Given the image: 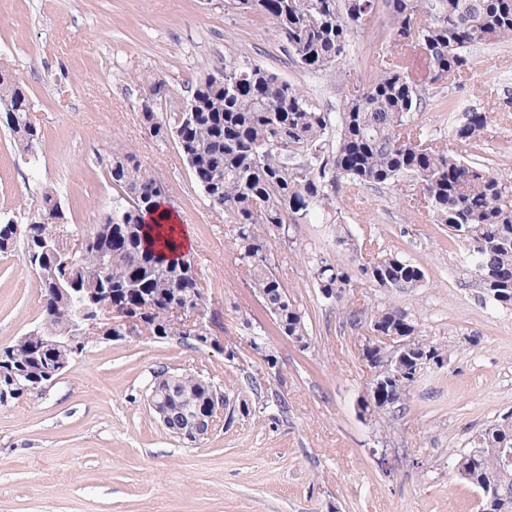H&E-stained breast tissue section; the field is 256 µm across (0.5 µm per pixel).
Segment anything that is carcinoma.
<instances>
[{"label": "carcinoma", "mask_w": 512, "mask_h": 512, "mask_svg": "<svg viewBox=\"0 0 512 512\" xmlns=\"http://www.w3.org/2000/svg\"><path fill=\"white\" fill-rule=\"evenodd\" d=\"M244 10H258L302 67L324 71L345 59L354 29L368 24L385 4L390 18L393 60L362 89L346 98L336 114L321 109L278 72L260 65H224L196 80L187 111L164 119L142 113L144 125L160 141L175 142L209 205L224 212L237 247L246 285L261 299L285 336L309 339L304 313L276 272L275 251L290 242L292 224H328L327 205L345 191L366 185H391L404 177L424 183L427 208L465 246L479 282L492 277L500 289L488 301L512 307V181L485 165L465 160L459 149L422 147L411 119L422 96L401 57L416 45L436 78L470 66V50L482 44L512 41V0H236ZM27 94L22 80L0 76V110ZM486 113L473 112L455 131L458 145L484 138ZM22 156L39 158L41 129L28 113L15 112L6 126ZM112 208L93 225L99 244L74 255L72 273L89 284L105 281L129 304L149 298L141 336H182L173 307L191 298L197 284L182 278L174 242L152 238L144 224L146 206L157 209L167 196L164 185L128 145L112 146L108 165ZM44 219L27 222L16 233L12 220L0 223V252L23 246L27 262L41 245L69 236L68 217L57 191L41 192ZM314 286L340 305L357 285L369 283L386 293H405L422 285L424 272L401 256L372 263L339 265L326 257L311 260ZM43 322L61 330L77 309L68 291L52 275L38 277ZM417 324L407 310L385 304L371 314L368 332L413 336ZM436 365L447 351L415 341L403 365L415 368L418 348ZM11 365L36 378L53 361L42 334L32 330L12 345ZM155 371L154 382L178 400L209 405L212 390L201 376ZM416 378L405 373L388 378L365 411L386 414L401 406ZM512 449V413L472 437L470 448L453 462V471L480 493L479 512H512V468L503 469L500 451Z\"/></svg>", "instance_id": "carcinoma-1"}]
</instances>
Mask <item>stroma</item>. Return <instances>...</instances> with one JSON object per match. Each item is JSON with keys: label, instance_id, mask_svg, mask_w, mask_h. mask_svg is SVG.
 <instances>
[{"label": "stroma", "instance_id": "1", "mask_svg": "<svg viewBox=\"0 0 512 512\" xmlns=\"http://www.w3.org/2000/svg\"><path fill=\"white\" fill-rule=\"evenodd\" d=\"M389 15L354 32L349 55L313 72L294 64L261 13L235 0H0V65L25 83L43 133L28 164L0 125V220L36 206L55 187L71 224L88 228L112 206L113 144L133 147L164 182L167 207L189 252L224 345L238 356L177 339L89 344L46 394L0 406V512H476L479 494L449 462L477 431L512 412V308L485 302L463 245L451 241L409 180L367 185L336 200V226L297 224L277 273L302 309L309 344L284 336L243 280L222 211L210 207L174 142L141 120L142 77L186 103L202 68L257 63L279 72L330 112L380 71ZM460 77L433 83L420 51L407 53L424 105L412 122L427 144L449 146L469 111L490 125L471 158L512 168V42L481 45ZM457 102L455 111L440 101ZM348 235L357 255L337 250ZM346 264L396 254L423 269L421 288L387 295L354 290L347 308L385 303L411 311L420 341L447 346L403 406L364 413L370 370L366 327L314 288L306 255ZM42 323V298L23 251L0 255V349ZM261 334L277 366L250 341ZM210 379L228 399L221 425L188 445L146 400L154 370ZM252 402L249 412L241 399Z\"/></svg>", "mask_w": 512, "mask_h": 512}]
</instances>
